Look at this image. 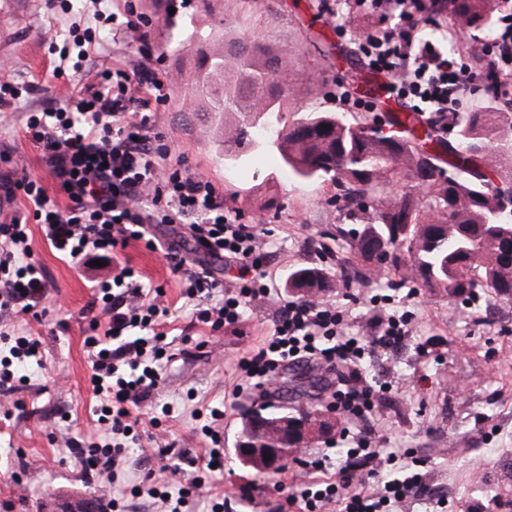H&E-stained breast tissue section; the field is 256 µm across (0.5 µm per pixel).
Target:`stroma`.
<instances>
[{
  "label": "stroma",
  "instance_id": "stroma-1",
  "mask_svg": "<svg viewBox=\"0 0 512 512\" xmlns=\"http://www.w3.org/2000/svg\"><path fill=\"white\" fill-rule=\"evenodd\" d=\"M68 4L64 11L53 0H0V82L22 91L19 109L0 111V175L45 174L41 151L25 133L27 111L71 107V91L98 89L106 70L130 74L142 67L166 80L167 97L151 114L166 148L164 164L211 181L241 223L264 232L273 300L248 308L237 328L214 335L203 325H191L190 312L182 307L184 281L163 251L132 241L117 250L113 262L134 266L144 287L164 288L173 307L167 340L174 358L164 364L155 393L157 406L167 409L159 420L172 453L181 456L184 469L197 470L210 441L191 412L223 409L224 472L214 477L212 492L232 497V512H282L295 479L326 478L304 471L300 459L328 448L341 456L346 444L337 433L314 440L300 449L298 461L271 477L242 469L233 458L241 415L260 398L234 395L240 381L235 365L267 336L276 301L288 297L289 268L318 262L317 244H333L336 229L351 227L353 220L326 203L320 183L289 174L277 152L254 153L239 165L224 159L213 115L196 111L188 90L198 69L195 50L177 49L173 38L189 26L229 39L254 36L289 49L292 80L301 92L282 99L284 122L310 112H334L351 121L374 112L366 89L342 78L360 60L361 38L352 23H365L373 34L383 21L356 9L352 0H112L119 21L140 25L132 38L117 41L95 19L94 0ZM75 30L90 31L98 44L78 72L59 53L65 47L77 55ZM149 230L161 243H183L190 267L233 281L235 269L194 251L182 225L153 224ZM31 247L49 282L50 315L39 322L0 314V332L39 339L45 352L43 367H25L27 380L14 396L10 416L0 415V512H39L46 497L62 490L104 504L112 497L111 481L85 479L64 451L67 441H89L98 432L83 341L91 333L89 311L96 305L90 281L102 270L61 260L38 231ZM411 310L413 336L364 360L378 383L392 386L380 406L385 445L417 450L427 462V484L448 500L447 512H512V303L493 305L483 296L451 301L420 288ZM279 377L280 392L328 411L325 390L336 384L337 372L301 363L282 368ZM243 486L250 489L245 499L239 496Z\"/></svg>",
  "mask_w": 512,
  "mask_h": 512
}]
</instances>
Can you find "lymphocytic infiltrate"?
<instances>
[{
  "mask_svg": "<svg viewBox=\"0 0 512 512\" xmlns=\"http://www.w3.org/2000/svg\"><path fill=\"white\" fill-rule=\"evenodd\" d=\"M374 9L395 19L383 35L368 37L360 50L373 69L390 77L386 88L406 106L428 112L439 127H447L464 87L483 80L482 70L457 61L434 43L419 40L417 28L426 0H370ZM166 84L153 72H141L138 83L117 82L112 89L84 94L75 112L43 111L26 115V130L38 145L50 177L67 193L72 205L56 212L47 205L41 179L28 175L0 185V201L12 204L23 195L31 218L19 215L0 220V310L37 319L48 316L43 301L47 280L31 259L32 224L72 264H88L91 256H109L117 246L135 240L148 249L157 243L149 232L153 224H183L197 249L227 260L239 270L236 283L221 289L207 269L192 270L177 247L168 257L187 282L182 297L192 306V317L211 332L238 325L245 310L269 301L266 284L268 253L255 226L240 223L236 210L211 181L178 170L163 169L162 146L149 117L152 102L165 96ZM103 315L92 318V336L84 346L91 363L93 392L99 399L97 421L108 441L82 446L71 444L88 476L113 477L126 448L121 440L135 436L142 426L141 412L160 380V362L168 356L164 329L170 314L162 289H144L133 268H122L118 279L99 282ZM367 329L350 333L348 315L335 303L322 300L281 302L269 336L237 368L257 386L272 385L281 367L315 363L341 369L330 405L353 422L349 449L342 465L317 453L302 461L308 471L335 470L327 481L303 485L287 495L289 512H326L344 501L346 512H395L410 493L431 495L422 470L424 460L406 448L382 449L377 438L383 423L376 404L383 389L364 370L367 348L400 346L412 335L414 314L395 306L393 299L369 300ZM139 337H132V330ZM9 347L10 360L0 359V400L15 390L12 361L32 359L38 340L0 336ZM404 476L383 480L391 466ZM165 481L152 474L141 480L162 512H184L199 496L205 478L190 475L179 463L161 465Z\"/></svg>",
  "mask_w": 512,
  "mask_h": 512,
  "instance_id": "lymphocytic-infiltrate-1",
  "label": "lymphocytic infiltrate"
}]
</instances>
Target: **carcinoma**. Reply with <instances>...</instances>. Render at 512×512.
<instances>
[{
    "mask_svg": "<svg viewBox=\"0 0 512 512\" xmlns=\"http://www.w3.org/2000/svg\"><path fill=\"white\" fill-rule=\"evenodd\" d=\"M498 0H448L451 23L475 32V44L494 21ZM201 63L192 85L199 111L248 112L252 118L224 127L220 146L233 160L251 149L279 153L302 179L328 187L327 201L366 221L340 228L356 260L351 282L363 288L410 285L450 299L484 294L512 301V113L495 96L471 112L448 113L454 139L443 146L440 130L415 112H390L347 121L335 112H314L282 122V97L296 94L281 79L288 52L272 53L258 40L221 43L193 33ZM405 177L420 192L392 196L387 187ZM284 287L318 298L331 283L324 265L288 270ZM297 410L290 398L267 399L241 421L237 442L257 443L284 427Z\"/></svg>",
    "mask_w": 512,
    "mask_h": 512,
    "instance_id": "obj_1",
    "label": "carcinoma"
}]
</instances>
